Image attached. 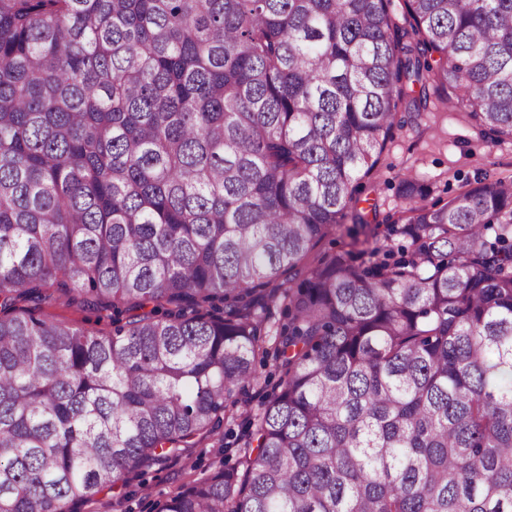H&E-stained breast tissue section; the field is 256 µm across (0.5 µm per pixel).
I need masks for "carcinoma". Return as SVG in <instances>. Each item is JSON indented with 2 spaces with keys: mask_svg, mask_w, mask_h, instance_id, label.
<instances>
[{
  "mask_svg": "<svg viewBox=\"0 0 512 512\" xmlns=\"http://www.w3.org/2000/svg\"><path fill=\"white\" fill-rule=\"evenodd\" d=\"M405 7L0 0V512L197 447L259 356L245 454L157 512H512V183L405 177L408 257L297 278L429 88L512 139V0ZM46 313L51 316L66 317L80 326L89 328L95 327L97 329H102L103 331H109L112 328L107 319L101 321L99 325H95L94 322L96 320V316L94 314L82 313L75 306L69 307L65 305H57L49 308Z\"/></svg>",
  "mask_w": 512,
  "mask_h": 512,
  "instance_id": "cac0c4a2",
  "label": "carcinoma"
}]
</instances>
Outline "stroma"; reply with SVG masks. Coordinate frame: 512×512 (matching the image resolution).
Instances as JSON below:
<instances>
[{
  "mask_svg": "<svg viewBox=\"0 0 512 512\" xmlns=\"http://www.w3.org/2000/svg\"><path fill=\"white\" fill-rule=\"evenodd\" d=\"M423 180L430 192L426 205H442L480 179L512 181V139L484 134L466 112L432 100L417 121L395 127L375 169L359 181L356 209L369 224H402L405 202L399 193L403 177ZM263 403L259 386L241 396L234 419L199 447L157 462L132 475L126 486L99 493L81 512H156L195 479L219 465H234L247 441L246 419Z\"/></svg>",
  "mask_w": 512,
  "mask_h": 512,
  "instance_id": "stroma-1",
  "label": "stroma"
}]
</instances>
